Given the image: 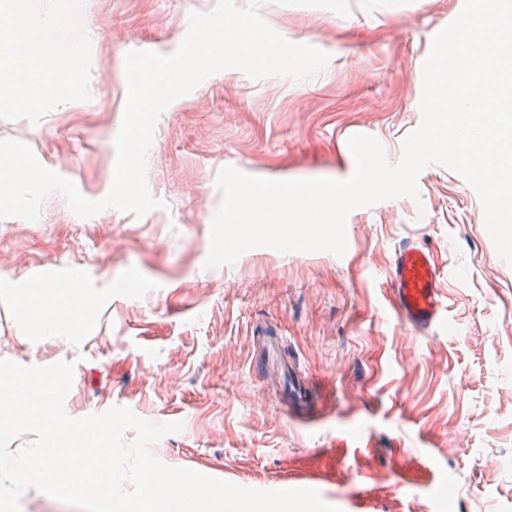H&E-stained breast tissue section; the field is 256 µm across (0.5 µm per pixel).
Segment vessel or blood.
<instances>
[{"mask_svg": "<svg viewBox=\"0 0 512 512\" xmlns=\"http://www.w3.org/2000/svg\"><path fill=\"white\" fill-rule=\"evenodd\" d=\"M441 276L429 247L408 245L396 251L388 278V305L397 320L416 335L428 334L444 321L439 299ZM289 382L295 406H305L316 380L295 370L290 372Z\"/></svg>", "mask_w": 512, "mask_h": 512, "instance_id": "b4317fda", "label": "vessel or blood"}]
</instances>
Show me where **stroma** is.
Returning <instances> with one entry per match:
<instances>
[{
    "label": "stroma",
    "mask_w": 512,
    "mask_h": 512,
    "mask_svg": "<svg viewBox=\"0 0 512 512\" xmlns=\"http://www.w3.org/2000/svg\"><path fill=\"white\" fill-rule=\"evenodd\" d=\"M464 0H260L259 16L290 42L329 54L316 77L253 80L218 72L166 107L147 153V186L165 208L137 218L114 209L81 218L49 196L38 220L0 221V358L74 362L65 410L112 406L154 423L182 422L156 457L238 486L273 491L320 478L340 512H512V265L498 255L482 204L457 173L431 166L419 199L353 210L347 249L245 252L205 268L232 166L277 181L344 180L351 133L378 139L390 164L421 121L423 63ZM217 0H28L29 38L82 51L83 78L66 102L0 109V139L87 199L109 192L125 104L124 57L173 53L191 13ZM434 248L447 323L412 335L386 300L395 251ZM85 270L97 299L77 336L31 334L11 293L46 268ZM280 334L285 360L321 386L305 410L288 404L279 367L255 340Z\"/></svg>",
    "instance_id": "1"
}]
</instances>
